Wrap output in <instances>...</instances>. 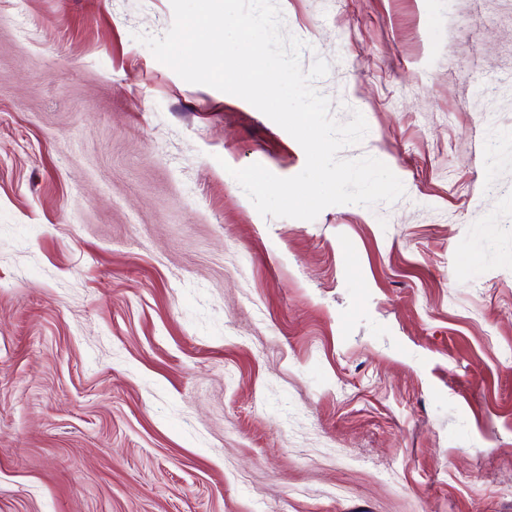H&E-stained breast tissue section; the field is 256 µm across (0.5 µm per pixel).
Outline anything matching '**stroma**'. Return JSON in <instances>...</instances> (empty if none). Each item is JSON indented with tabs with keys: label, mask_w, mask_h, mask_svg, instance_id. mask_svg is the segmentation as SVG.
Returning a JSON list of instances; mask_svg holds the SVG:
<instances>
[{
	"label": "stroma",
	"mask_w": 512,
	"mask_h": 512,
	"mask_svg": "<svg viewBox=\"0 0 512 512\" xmlns=\"http://www.w3.org/2000/svg\"><path fill=\"white\" fill-rule=\"evenodd\" d=\"M278 5L395 202L261 216L170 0H0V512H512V0Z\"/></svg>",
	"instance_id": "35a3bbf8"
}]
</instances>
